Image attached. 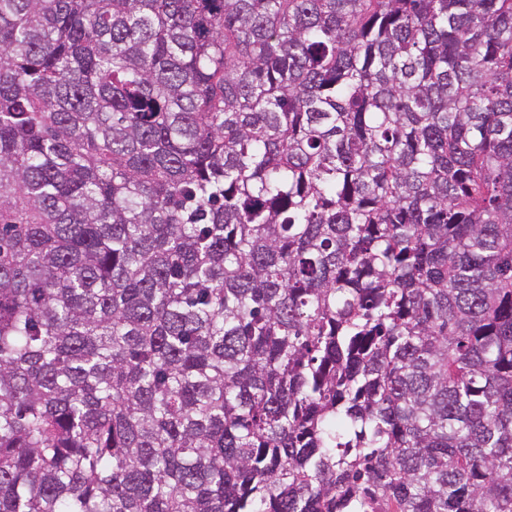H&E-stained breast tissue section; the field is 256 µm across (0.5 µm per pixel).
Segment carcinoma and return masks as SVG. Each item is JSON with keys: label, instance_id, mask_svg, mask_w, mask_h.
I'll return each mask as SVG.
<instances>
[{"label": "carcinoma", "instance_id": "carcinoma-1", "mask_svg": "<svg viewBox=\"0 0 512 512\" xmlns=\"http://www.w3.org/2000/svg\"><path fill=\"white\" fill-rule=\"evenodd\" d=\"M0 512H512V0H0Z\"/></svg>", "mask_w": 512, "mask_h": 512}]
</instances>
